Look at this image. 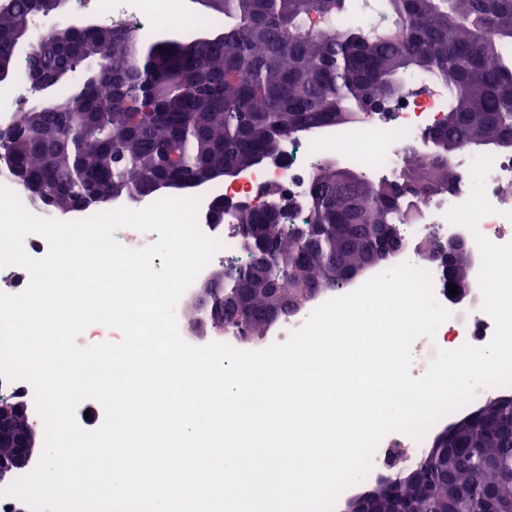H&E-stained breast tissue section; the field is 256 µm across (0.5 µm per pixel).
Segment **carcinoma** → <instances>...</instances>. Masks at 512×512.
Returning a JSON list of instances; mask_svg holds the SVG:
<instances>
[{"label": "carcinoma", "mask_w": 512, "mask_h": 512, "mask_svg": "<svg viewBox=\"0 0 512 512\" xmlns=\"http://www.w3.org/2000/svg\"><path fill=\"white\" fill-rule=\"evenodd\" d=\"M63 0L0 4V52H11L26 22ZM224 16L219 37L191 45L145 41L134 28L99 25L60 38L31 37L26 70L48 79L54 96L21 112L0 137V174L15 165L42 187L26 199L58 211L80 210L82 195L148 198L158 182L188 185L219 168L252 165L261 151L324 127L352 126L379 103L409 93L408 76L425 73L448 87V110L430 140L457 150L486 137L512 141V0H378L384 24L370 31L321 23L349 0H207ZM448 156H417L401 179L345 185L336 168L314 172L301 224L264 228L265 250L222 288L224 310L195 307L215 327H234L249 343L264 335L280 289L292 310L308 303L302 284L340 287L336 272L359 254L384 262L379 233L398 244L407 220L400 201L457 187ZM245 239L258 211H235ZM447 283L469 280V265L438 263ZM365 512H512V395L491 398L448 425V440L411 469L359 495Z\"/></svg>", "instance_id": "carcinoma-1"}]
</instances>
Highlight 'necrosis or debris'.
<instances>
[{
  "label": "necrosis or debris",
  "instance_id": "1",
  "mask_svg": "<svg viewBox=\"0 0 512 512\" xmlns=\"http://www.w3.org/2000/svg\"><path fill=\"white\" fill-rule=\"evenodd\" d=\"M158 1L91 0V3L101 17H119L152 30L176 25L202 27V20L185 13L178 0H166L167 7L163 10L158 9ZM412 83V93L392 111L373 114L358 125L339 127L324 136L289 138L282 147L280 163L252 168L237 181L218 184L198 193V225L206 236L220 242L221 248L214 259L223 262L225 274L235 275L238 266L246 262L247 254L233 228L232 213H225L223 226L214 225L211 215L215 202L247 199L263 204L267 201L265 188L275 185L293 196L296 207L290 212L291 221L299 224L307 217V187L319 160L341 158L363 169L373 179L398 178L407 158L422 147L426 133L439 123L448 108V90L444 85L425 74L414 75ZM474 158V152L466 149L460 150L455 158L454 165L462 177L456 189L421 202L403 198L401 207L411 215L404 226V238L408 243L404 261L414 262L415 248L426 237L460 236L470 243L472 268L480 267L481 256L477 244L472 241V233L447 218L448 211L466 201L471 193L470 165ZM491 159L485 196L494 212L480 220L479 230L493 243L504 244L512 241V221L505 217L506 212L512 211V152H495ZM429 273L435 299L449 316L439 326L435 337L422 336L414 341L417 357L412 361L410 371L416 377L425 373L437 349L454 350L465 344L482 347L491 341L495 331L493 319L483 311L480 303L456 302L442 271L433 267ZM426 447V441L415 440L401 432L388 433L372 456L364 482L389 477L395 458L415 464Z\"/></svg>",
  "mask_w": 512,
  "mask_h": 512
}]
</instances>
